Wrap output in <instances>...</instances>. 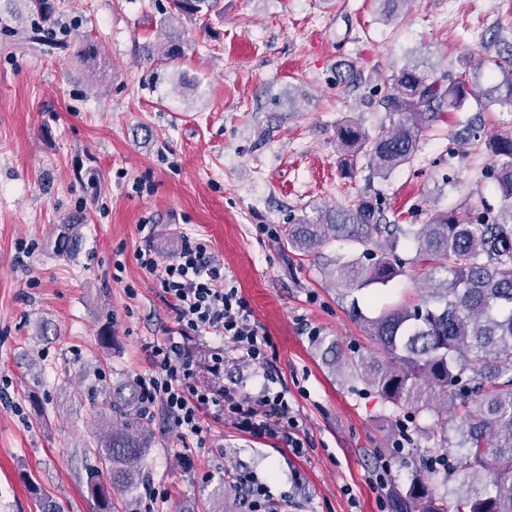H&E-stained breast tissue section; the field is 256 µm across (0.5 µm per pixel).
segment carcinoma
I'll list each match as a JSON object with an SVG mask.
<instances>
[{
  "mask_svg": "<svg viewBox=\"0 0 512 512\" xmlns=\"http://www.w3.org/2000/svg\"><path fill=\"white\" fill-rule=\"evenodd\" d=\"M23 12L52 20V0H20ZM224 9L223 0H170L162 24L207 16ZM154 53L172 60L183 53L180 33L172 31ZM499 69L504 97L512 99V43L483 51L478 65ZM377 101L392 118L371 131L348 120L336 130L344 158L367 160L366 186L349 201L288 225V248L316 255L333 240L353 247L354 257L339 256L326 274L351 298L347 313L378 352L342 359L336 346L324 348L325 364L339 367L373 387L411 419L422 414L432 423L417 425L432 443L409 484L396 492L402 512H512V135L471 130L491 157L500 196L497 211L473 222L468 205L434 209L423 224H391L374 192L410 165L422 137L450 108L470 98L493 102L495 89L480 88L467 71L455 75L406 64L382 80ZM415 256L398 254L401 244ZM77 225L62 224L55 240L59 254L77 251ZM420 267L427 288L416 297L368 315L354 293L386 286ZM105 425L90 449L98 464L87 467L83 493L94 512H112V494L129 493L143 482V456L152 431L141 417L138 388L119 385L104 408ZM455 482L464 493L454 497L439 487Z\"/></svg>",
  "mask_w": 512,
  "mask_h": 512,
  "instance_id": "obj_1",
  "label": "carcinoma"
}]
</instances>
